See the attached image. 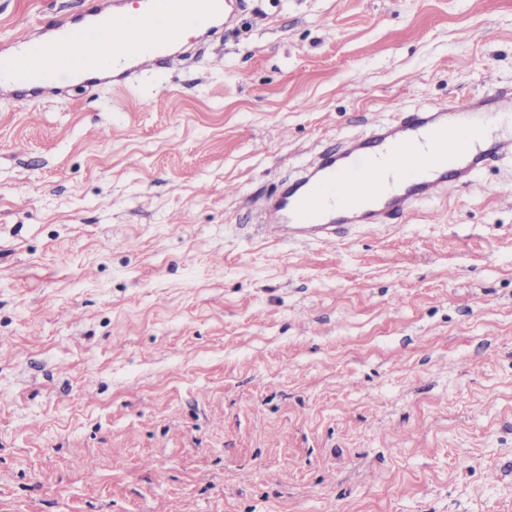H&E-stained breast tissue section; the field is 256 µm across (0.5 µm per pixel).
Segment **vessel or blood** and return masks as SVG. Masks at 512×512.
Returning <instances> with one entry per match:
<instances>
[{"instance_id": "vessel-or-blood-1", "label": "vessel or blood", "mask_w": 512, "mask_h": 512, "mask_svg": "<svg viewBox=\"0 0 512 512\" xmlns=\"http://www.w3.org/2000/svg\"><path fill=\"white\" fill-rule=\"evenodd\" d=\"M238 6V0H142L141 11L130 14L114 0L98 8L91 24L10 55L0 63V81L18 80L42 95L58 93V78L68 72L108 71L120 84L132 69L163 65L173 45ZM504 121L512 124V92L502 89L478 104L449 108L444 121L415 114L400 122L396 135L364 140L349 161L328 162L319 180L284 193L260 230L282 240L293 228L313 225L317 241L330 242L345 213L358 210L368 223L385 222L391 212L434 196L449 175L461 180L486 158L512 154V136L490 133Z\"/></svg>"}]
</instances>
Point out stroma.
Listing matches in <instances>:
<instances>
[{
    "mask_svg": "<svg viewBox=\"0 0 512 512\" xmlns=\"http://www.w3.org/2000/svg\"><path fill=\"white\" fill-rule=\"evenodd\" d=\"M95 4L0 0V45ZM505 85L512 0H246L123 89L0 87V512H512V157L335 246L258 229Z\"/></svg>",
    "mask_w": 512,
    "mask_h": 512,
    "instance_id": "stroma-1",
    "label": "stroma"
}]
</instances>
